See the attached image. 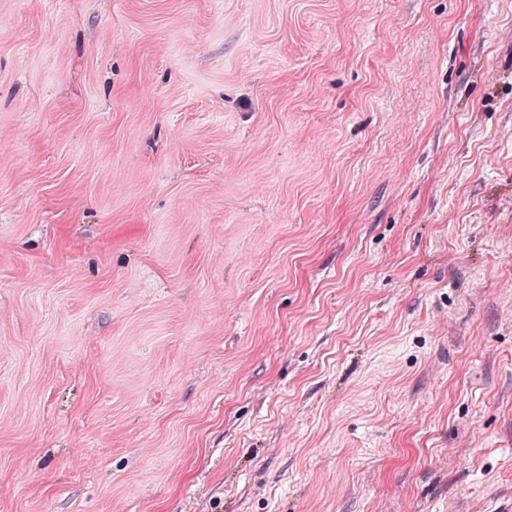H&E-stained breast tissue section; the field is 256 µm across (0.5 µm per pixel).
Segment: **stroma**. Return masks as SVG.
Returning <instances> with one entry per match:
<instances>
[{
  "label": "stroma",
  "instance_id": "35a3bbf8",
  "mask_svg": "<svg viewBox=\"0 0 512 512\" xmlns=\"http://www.w3.org/2000/svg\"><path fill=\"white\" fill-rule=\"evenodd\" d=\"M0 512H512V0H0Z\"/></svg>",
  "mask_w": 512,
  "mask_h": 512
}]
</instances>
